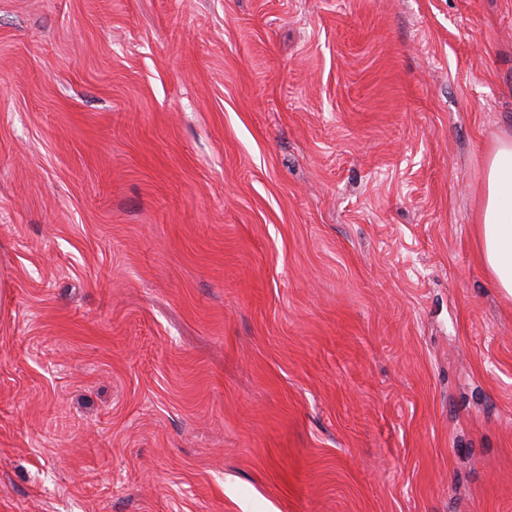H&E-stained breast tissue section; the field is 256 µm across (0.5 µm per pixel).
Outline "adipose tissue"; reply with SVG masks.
I'll return each mask as SVG.
<instances>
[{"instance_id": "adipose-tissue-1", "label": "adipose tissue", "mask_w": 512, "mask_h": 512, "mask_svg": "<svg viewBox=\"0 0 512 512\" xmlns=\"http://www.w3.org/2000/svg\"><path fill=\"white\" fill-rule=\"evenodd\" d=\"M482 261L495 285L512 298V135L498 138L485 168L478 215Z\"/></svg>"}]
</instances>
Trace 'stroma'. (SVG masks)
<instances>
[{
  "label": "stroma",
  "mask_w": 512,
  "mask_h": 512,
  "mask_svg": "<svg viewBox=\"0 0 512 512\" xmlns=\"http://www.w3.org/2000/svg\"><path fill=\"white\" fill-rule=\"evenodd\" d=\"M508 132L512 0H0V512H512ZM480 195V255L496 287L512 298V135L496 141Z\"/></svg>",
  "instance_id": "1"
}]
</instances>
